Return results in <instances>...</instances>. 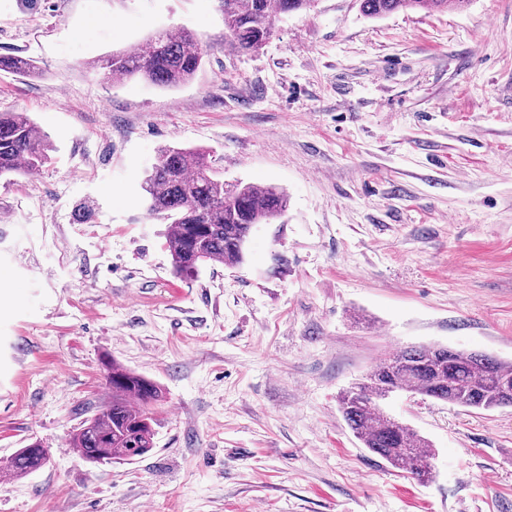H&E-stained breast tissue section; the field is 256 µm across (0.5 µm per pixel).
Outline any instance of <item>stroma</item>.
Segmentation results:
<instances>
[{"mask_svg":"<svg viewBox=\"0 0 512 512\" xmlns=\"http://www.w3.org/2000/svg\"><path fill=\"white\" fill-rule=\"evenodd\" d=\"M176 27L206 51L189 83L90 66ZM0 55L37 67L0 71V112L54 148L0 179V462L50 451L0 478V512H512V409L390 394L435 450L421 483L338 406L400 348L512 361V0L380 18L315 0L247 55L218 0H0ZM163 146L287 192L241 266L172 275L140 203ZM109 360L163 398L151 452L93 465L67 438L111 400ZM48 457L49 452L43 448L41 442L32 441L25 448H19L6 464L1 465L0 472L15 479L44 467V461Z\"/></svg>","mask_w":512,"mask_h":512,"instance_id":"35a3bbf8","label":"stroma"}]
</instances>
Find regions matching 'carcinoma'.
Masks as SVG:
<instances>
[{
  "mask_svg": "<svg viewBox=\"0 0 512 512\" xmlns=\"http://www.w3.org/2000/svg\"><path fill=\"white\" fill-rule=\"evenodd\" d=\"M470 0H359L361 12L382 17L406 8L430 11L466 5ZM313 0H221L224 39L239 53L260 50L273 34L279 14L311 6ZM204 61L197 35L186 28L165 30L130 51H114L94 61L107 82L138 77L159 87L190 81ZM31 61L0 55V71L25 72ZM52 145L24 112H0V177L31 173L51 160ZM149 213L167 224L165 243L172 273L189 277L210 263H244L255 226L268 224L287 208L284 191L255 184H224L211 169L207 152L165 146L158 149L142 183ZM112 400L81 422L69 438L90 463L132 460L153 448L155 430L150 405L159 386L112 360L105 363ZM412 389L417 394L472 409L512 408V362L484 353L439 345L405 347L379 363L363 381L339 398V409L364 447L419 480L433 474L434 449L407 424L379 404L388 394ZM49 457L39 441L20 448L0 472L15 479L44 467Z\"/></svg>",
  "mask_w": 512,
  "mask_h": 512,
  "instance_id": "1",
  "label": "carcinoma"
}]
</instances>
